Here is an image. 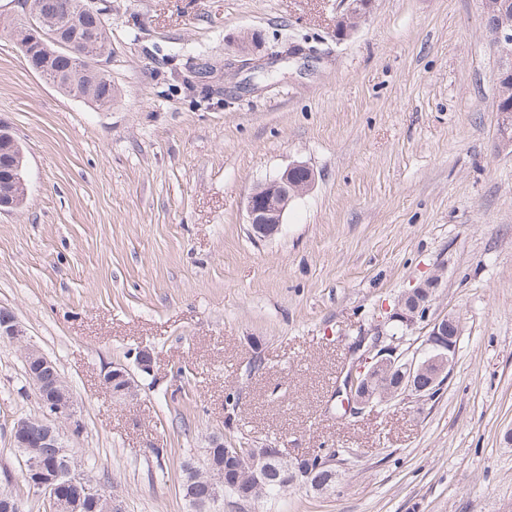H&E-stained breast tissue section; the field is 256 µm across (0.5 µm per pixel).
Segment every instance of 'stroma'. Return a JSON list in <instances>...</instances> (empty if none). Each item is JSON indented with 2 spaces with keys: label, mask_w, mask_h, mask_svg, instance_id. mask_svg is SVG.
Segmentation results:
<instances>
[{
  "label": "stroma",
  "mask_w": 512,
  "mask_h": 512,
  "mask_svg": "<svg viewBox=\"0 0 512 512\" xmlns=\"http://www.w3.org/2000/svg\"><path fill=\"white\" fill-rule=\"evenodd\" d=\"M109 3L108 110L0 37V122L29 187L0 213V307L74 393L85 474L123 512H190L181 467L220 435L338 451L329 491L228 494L220 512H512V147L483 0H374L342 40V0ZM244 30L315 55L264 78L236 53ZM295 162L313 189L254 239L249 193ZM432 277L430 317L463 324L445 385L337 418L353 342ZM141 348L153 370L116 401L101 378ZM41 413L0 342V473L28 512L49 508L11 434Z\"/></svg>",
  "instance_id": "obj_1"
}]
</instances>
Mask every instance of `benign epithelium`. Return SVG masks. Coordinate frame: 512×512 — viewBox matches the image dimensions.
I'll list each match as a JSON object with an SVG mask.
<instances>
[{
	"label": "benign epithelium",
	"instance_id": "obj_1",
	"mask_svg": "<svg viewBox=\"0 0 512 512\" xmlns=\"http://www.w3.org/2000/svg\"><path fill=\"white\" fill-rule=\"evenodd\" d=\"M373 0H345L346 10L337 16L341 35L347 36L351 29L345 27L344 21L352 19L360 22L366 19L371 11ZM53 20L50 15H27L25 18L26 39L20 44L22 56L26 64L38 74L43 69L35 65L39 49L44 46L45 32L48 22ZM103 24L102 9L84 6L80 14L71 15L70 21L62 27L66 38L62 47L73 57L80 60L90 55V41L95 39L97 29ZM486 31L493 44L501 48L503 53V68L512 73V24L498 19L495 14L486 15ZM239 54L244 56V65L255 72L271 75L275 69L290 60L306 54V49L300 45H292L283 51H271L259 54L258 37L251 31L243 32L236 41ZM500 145H512V112L499 113ZM12 146V159L7 170L0 169V211L20 208L27 200L28 186L24 174V153L14 138L8 126L0 124V143ZM314 183L313 171L302 164H292L286 167L276 177L260 182L252 189L247 197L246 212L251 235L258 240H268L282 231L283 221L292 201L306 193ZM438 286V280L428 279L416 290L403 296L397 301L395 312L390 321L403 327H409L418 320L426 319L428 302L418 300V294L425 288L433 289ZM463 335L461 320L454 315H445L433 320L428 326L424 339L423 355L409 356L401 349L402 343L397 337L375 332L371 343L353 362L345 382L346 398L342 399L345 412L358 415L372 405L368 398L367 388L373 378H386L397 371L401 376V385L386 389L383 396L395 398L411 391L417 395L426 396L429 388L438 383L452 364L453 354ZM25 331L15 315L9 309L0 310V340L8 343H21ZM25 360L28 377L33 382L40 378L55 374L56 363L34 347H27ZM109 382L112 383V396L119 400H128L136 395V381L130 371L124 368H114L107 371ZM41 401L44 414L37 421L22 418L16 421L12 430L13 445L17 448H50L54 457H63L65 470L70 478V484L81 482L79 467L71 463L66 456L63 428L74 429L76 418V403L72 390L58 380L52 386L41 390ZM212 444L224 449V458L231 460V469L213 466L205 474L197 476V482L206 486L208 497L205 499L190 498L195 512H210L211 506L224 498V485L233 480L241 483V476L255 470L256 482L265 484V469L257 465L251 458L243 456L237 448L224 447V441L216 437ZM262 457L277 461L284 473L282 483H303L311 485V475L302 469L303 458L295 460L288 458L279 448H266ZM29 490L45 496H57L59 465L49 464L46 457L40 454L30 460L24 472ZM104 499L100 490L85 489L76 498L69 499L71 506L78 512L91 508L96 509L98 502Z\"/></svg>",
	"mask_w": 512,
	"mask_h": 512
}]
</instances>
